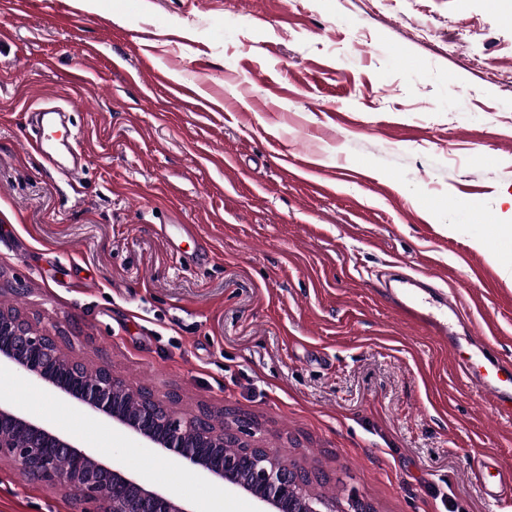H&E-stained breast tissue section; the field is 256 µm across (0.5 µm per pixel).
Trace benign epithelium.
<instances>
[{
	"mask_svg": "<svg viewBox=\"0 0 512 512\" xmlns=\"http://www.w3.org/2000/svg\"><path fill=\"white\" fill-rule=\"evenodd\" d=\"M47 357L59 359L68 379L44 371L41 362ZM0 364L14 369L43 392L67 398L91 415L111 419L113 425L138 438L145 447L171 455L205 477L253 497L261 506L259 512H329L326 503L308 495V478L296 463L274 458L264 448L255 449L247 463L237 455L224 457L221 464L210 462L193 447H224V431L216 430L204 417L185 420L160 404L142 417L126 414L116 405L117 395L129 391L122 381L107 371L94 380L83 378L77 363L59 356L57 342L51 336L2 311ZM5 424L33 435L35 443L22 445L0 431L1 462L17 465L30 478L83 494L97 503L95 512H201L195 504L179 502L145 486L120 464L109 465L95 452L44 424L0 406V425ZM61 459L70 466L60 467Z\"/></svg>",
	"mask_w": 512,
	"mask_h": 512,
	"instance_id": "1",
	"label": "benign epithelium"
}]
</instances>
